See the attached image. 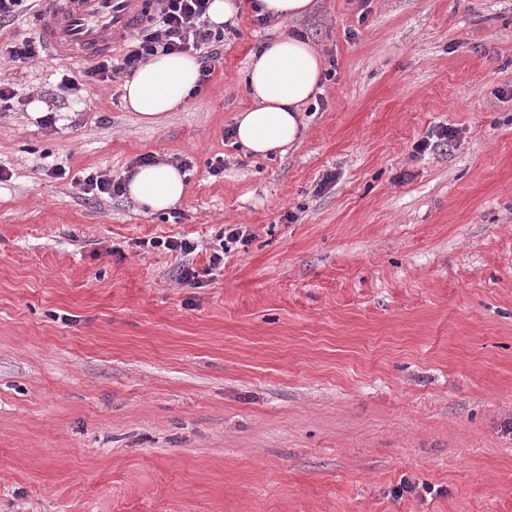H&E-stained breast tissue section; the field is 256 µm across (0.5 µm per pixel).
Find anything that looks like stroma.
<instances>
[{"mask_svg": "<svg viewBox=\"0 0 512 512\" xmlns=\"http://www.w3.org/2000/svg\"><path fill=\"white\" fill-rule=\"evenodd\" d=\"M253 19L152 126L119 79L57 98L87 62L0 65V512H512V0ZM295 31L329 76L250 156L245 70ZM145 154L192 164L173 213L85 193ZM217 246L214 248L213 254L210 256V263L214 267H219L220 264L224 263V254L231 250L228 244L239 243L242 246H246L248 243V236L244 234L241 228H224L222 234L218 237ZM229 248V249H228Z\"/></svg>", "mask_w": 512, "mask_h": 512, "instance_id": "35a3bbf8", "label": "stroma"}]
</instances>
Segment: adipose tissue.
<instances>
[{
    "label": "adipose tissue",
    "mask_w": 512,
    "mask_h": 512,
    "mask_svg": "<svg viewBox=\"0 0 512 512\" xmlns=\"http://www.w3.org/2000/svg\"><path fill=\"white\" fill-rule=\"evenodd\" d=\"M324 76L322 61L308 40L283 35L252 56L244 80L253 105L235 118V139L249 153L264 157L299 141L301 111ZM199 65L188 55L158 56L140 66L123 85V101L141 122L153 124L183 105L195 89ZM128 194L152 212L170 209L185 195V176L166 164L136 169Z\"/></svg>",
    "instance_id": "obj_1"
}]
</instances>
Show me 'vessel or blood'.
Segmentation results:
<instances>
[{
	"instance_id": "vessel-or-blood-1",
	"label": "vessel or blood",
	"mask_w": 512,
	"mask_h": 512,
	"mask_svg": "<svg viewBox=\"0 0 512 512\" xmlns=\"http://www.w3.org/2000/svg\"><path fill=\"white\" fill-rule=\"evenodd\" d=\"M154 0H42L37 30L72 61L110 54L154 14Z\"/></svg>"
}]
</instances>
